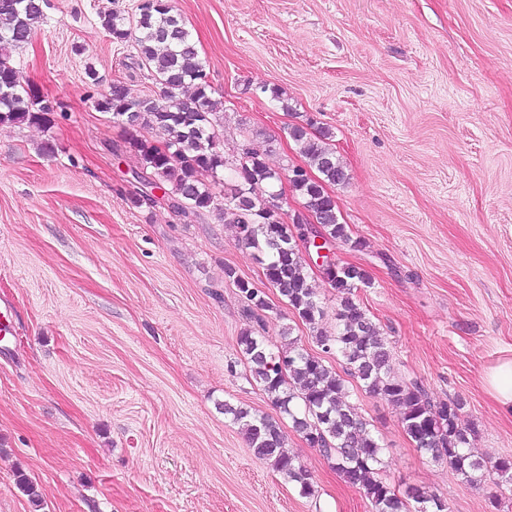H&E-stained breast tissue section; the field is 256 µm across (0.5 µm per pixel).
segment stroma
<instances>
[{
	"label": "stroma",
	"mask_w": 512,
	"mask_h": 512,
	"mask_svg": "<svg viewBox=\"0 0 512 512\" xmlns=\"http://www.w3.org/2000/svg\"><path fill=\"white\" fill-rule=\"evenodd\" d=\"M139 2L50 0L12 53L57 112L48 129L0 124V512H372L290 420L308 497L221 408L276 413L240 351L244 330L261 328L274 351L291 327L337 373L345 364L269 286L236 225L130 204L139 157L92 97L116 80L133 100L160 91L99 22ZM169 2L224 103L220 151L238 158L248 141L273 168L305 167L290 128L329 132L348 181L327 191L364 242L333 257L368 274L355 297L393 376L462 400L474 454L512 455V410L485 380L512 358V0ZM228 267L265 291L261 318ZM346 387L385 449L387 483L436 492L446 512H512V483L463 482L414 448L397 407Z\"/></svg>",
	"instance_id": "obj_1"
}]
</instances>
